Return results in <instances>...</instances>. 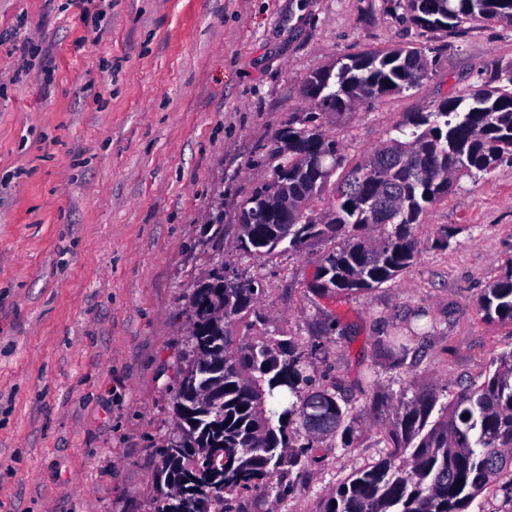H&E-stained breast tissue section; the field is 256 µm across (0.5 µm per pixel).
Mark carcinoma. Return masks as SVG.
Masks as SVG:
<instances>
[{
    "instance_id": "1",
    "label": "carcinoma",
    "mask_w": 512,
    "mask_h": 512,
    "mask_svg": "<svg viewBox=\"0 0 512 512\" xmlns=\"http://www.w3.org/2000/svg\"><path fill=\"white\" fill-rule=\"evenodd\" d=\"M426 30L458 31L495 19L512 26V0H397ZM429 76L417 47L360 51L338 68L303 79L307 112L289 115L268 155L276 182L288 186V249L328 241L309 287L327 296L372 291L411 267L416 229L457 182L512 164V64L490 83L446 99L432 112H410L388 138L350 163L324 126L331 112L421 85ZM273 183L254 187L239 204L242 259L275 250L267 239L281 224L260 204ZM258 276L216 266L189 297L188 353L172 387L174 430L156 449L159 489L154 512H244L253 492L285 495L284 481L305 464L308 449L338 436L349 446L354 418L331 381L316 378L289 339L267 331ZM488 323H512V256L503 277L478 299ZM256 330L239 335L237 327ZM481 383L447 394L401 396L388 423L387 452L336 487L317 512H467L499 484L512 486V350L491 362ZM436 420H430L435 407ZM469 418L462 419L463 415ZM307 443L296 445L298 432Z\"/></svg>"
}]
</instances>
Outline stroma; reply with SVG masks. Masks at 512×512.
<instances>
[{"label": "stroma", "instance_id": "stroma-1", "mask_svg": "<svg viewBox=\"0 0 512 512\" xmlns=\"http://www.w3.org/2000/svg\"><path fill=\"white\" fill-rule=\"evenodd\" d=\"M398 45L430 76L327 117L353 162L512 62V27L424 31L394 0H112L90 26L74 0H0V512H153L171 362L219 219L226 270L262 278L269 329L355 417L350 447L320 440L286 500L255 494L246 512H314L382 454L385 396L482 382L512 348V326L477 310L512 254V165L461 178L418 229L417 262L363 295L309 290L320 243L251 266L237 251L266 147L309 107L303 78Z\"/></svg>", "mask_w": 512, "mask_h": 512}]
</instances>
